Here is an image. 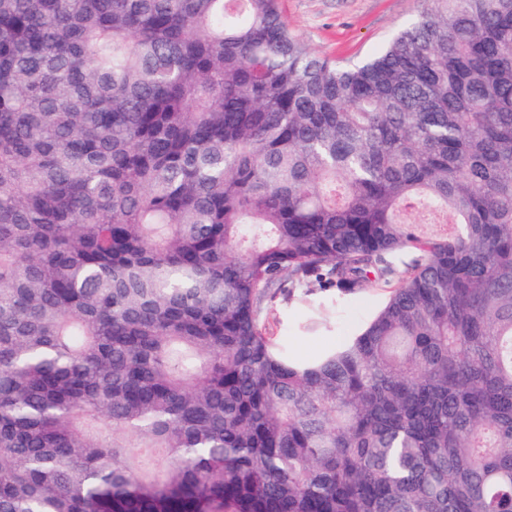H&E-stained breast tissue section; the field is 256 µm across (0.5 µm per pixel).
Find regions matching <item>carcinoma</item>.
Instances as JSON below:
<instances>
[{
  "label": "carcinoma",
  "instance_id": "1",
  "mask_svg": "<svg viewBox=\"0 0 512 512\" xmlns=\"http://www.w3.org/2000/svg\"><path fill=\"white\" fill-rule=\"evenodd\" d=\"M435 2L0 0V512H512V0ZM429 0H280L284 20L314 53L361 60L412 21ZM385 296L384 291L370 288L358 296L340 300L336 304V314L330 320V332L316 336H302L298 333V326L309 315L307 307L299 303L287 306L276 299L270 305L267 327L273 336L288 340L296 357L306 358L356 332Z\"/></svg>",
  "mask_w": 512,
  "mask_h": 512
}]
</instances>
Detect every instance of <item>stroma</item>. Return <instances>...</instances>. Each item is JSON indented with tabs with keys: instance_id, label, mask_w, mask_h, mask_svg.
Listing matches in <instances>:
<instances>
[{
	"instance_id": "1",
	"label": "stroma",
	"mask_w": 512,
	"mask_h": 512,
	"mask_svg": "<svg viewBox=\"0 0 512 512\" xmlns=\"http://www.w3.org/2000/svg\"><path fill=\"white\" fill-rule=\"evenodd\" d=\"M284 20L297 38L314 53L336 60H361L384 45L400 28L412 21L428 0H280ZM385 298L371 288L340 300L330 320V330L302 336L298 327L308 315L307 307L274 301L268 328L286 340L296 357L306 358L326 346L352 335Z\"/></svg>"
}]
</instances>
